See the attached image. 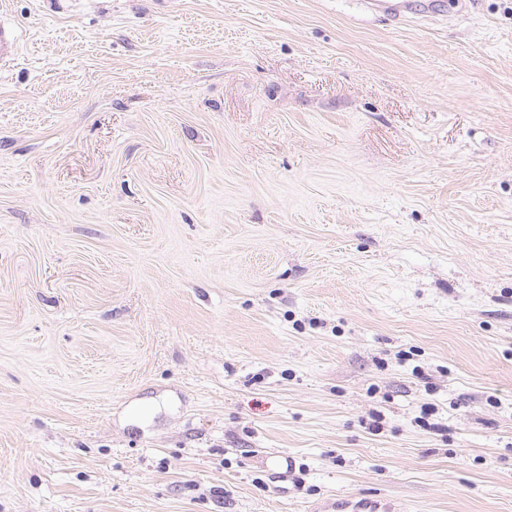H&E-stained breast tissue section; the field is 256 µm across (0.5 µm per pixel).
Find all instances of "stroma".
<instances>
[{
	"label": "stroma",
	"instance_id": "stroma-1",
	"mask_svg": "<svg viewBox=\"0 0 512 512\" xmlns=\"http://www.w3.org/2000/svg\"><path fill=\"white\" fill-rule=\"evenodd\" d=\"M465 3L0 0V512H512V0ZM409 2V0H375L373 6L376 11L387 16L394 23L399 24L406 22L409 17L408 15L411 13ZM19 38L10 26L0 19V63L12 61L19 49ZM317 512H398L385 499L336 494L327 498Z\"/></svg>",
	"mask_w": 512,
	"mask_h": 512
}]
</instances>
